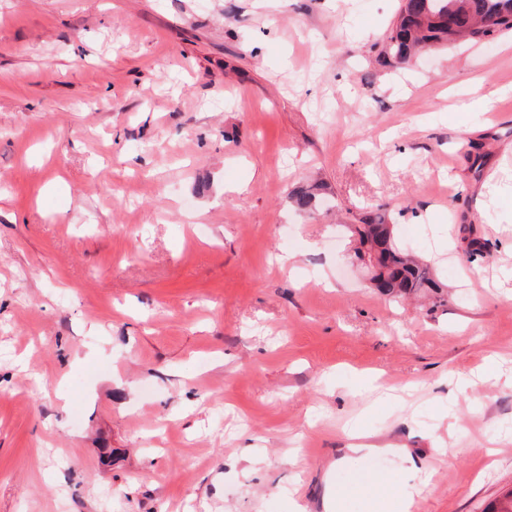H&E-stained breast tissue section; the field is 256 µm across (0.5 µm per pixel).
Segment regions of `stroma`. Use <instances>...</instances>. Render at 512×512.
<instances>
[{
  "instance_id": "stroma-1",
  "label": "stroma",
  "mask_w": 512,
  "mask_h": 512,
  "mask_svg": "<svg viewBox=\"0 0 512 512\" xmlns=\"http://www.w3.org/2000/svg\"><path fill=\"white\" fill-rule=\"evenodd\" d=\"M398 4L0 0V512L512 492V35L397 67ZM370 214L442 303L371 286Z\"/></svg>"
}]
</instances>
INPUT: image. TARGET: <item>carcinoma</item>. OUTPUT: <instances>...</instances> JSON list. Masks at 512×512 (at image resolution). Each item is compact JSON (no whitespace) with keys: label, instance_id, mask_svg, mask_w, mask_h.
Here are the masks:
<instances>
[{"label":"carcinoma","instance_id":"carcinoma-1","mask_svg":"<svg viewBox=\"0 0 512 512\" xmlns=\"http://www.w3.org/2000/svg\"><path fill=\"white\" fill-rule=\"evenodd\" d=\"M512 32V0H400L396 23L387 35L386 53L397 65L448 42H483ZM319 187L306 186L295 196L296 205L312 212L319 202ZM360 244L381 248V291L395 297L426 292L438 298L442 285L428 266L412 259L394 239L393 225L382 220L350 229Z\"/></svg>","mask_w":512,"mask_h":512}]
</instances>
